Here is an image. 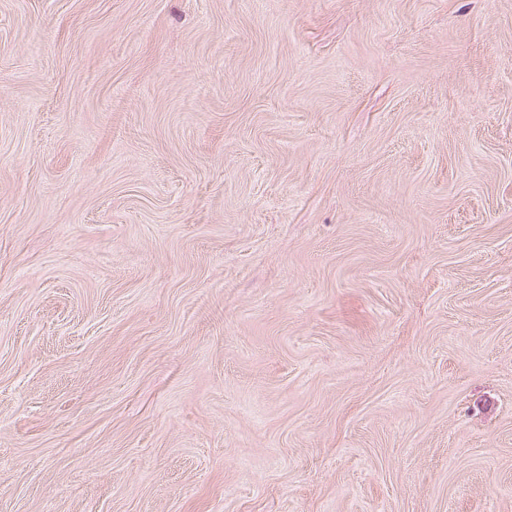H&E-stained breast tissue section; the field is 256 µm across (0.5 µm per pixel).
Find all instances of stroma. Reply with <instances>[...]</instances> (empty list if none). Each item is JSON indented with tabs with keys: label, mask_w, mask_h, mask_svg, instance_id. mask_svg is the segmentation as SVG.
Segmentation results:
<instances>
[{
	"label": "stroma",
	"mask_w": 512,
	"mask_h": 512,
	"mask_svg": "<svg viewBox=\"0 0 512 512\" xmlns=\"http://www.w3.org/2000/svg\"><path fill=\"white\" fill-rule=\"evenodd\" d=\"M0 512H512V0H0Z\"/></svg>",
	"instance_id": "1"
}]
</instances>
